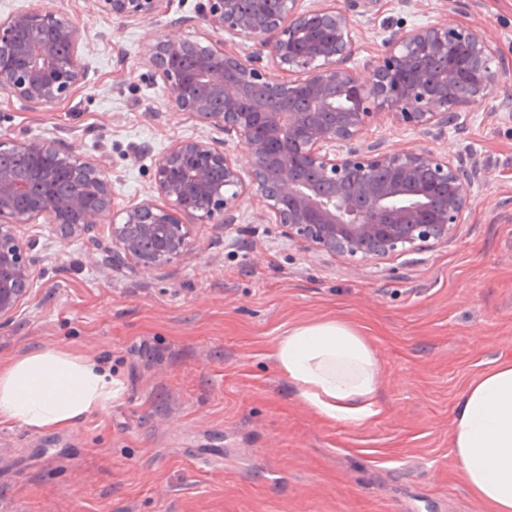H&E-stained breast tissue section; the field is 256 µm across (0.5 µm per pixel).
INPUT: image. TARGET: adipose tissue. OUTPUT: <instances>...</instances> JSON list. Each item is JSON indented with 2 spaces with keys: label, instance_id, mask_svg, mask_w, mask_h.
I'll return each mask as SVG.
<instances>
[{
  "label": "adipose tissue",
  "instance_id": "1",
  "mask_svg": "<svg viewBox=\"0 0 512 512\" xmlns=\"http://www.w3.org/2000/svg\"><path fill=\"white\" fill-rule=\"evenodd\" d=\"M273 356L279 375L318 415L354 427L380 415L377 351L349 322L293 326ZM123 390L102 362L45 347L0 362V423L66 430ZM451 448L470 492L490 512H512V359L496 361L467 383L453 411Z\"/></svg>",
  "mask_w": 512,
  "mask_h": 512
}]
</instances>
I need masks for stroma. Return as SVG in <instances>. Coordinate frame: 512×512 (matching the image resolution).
<instances>
[{
    "instance_id": "obj_1",
    "label": "stroma",
    "mask_w": 512,
    "mask_h": 512,
    "mask_svg": "<svg viewBox=\"0 0 512 512\" xmlns=\"http://www.w3.org/2000/svg\"><path fill=\"white\" fill-rule=\"evenodd\" d=\"M203 0H175L184 35L258 46L211 28ZM428 10L376 0L354 16L356 63L376 59L388 27L476 21L495 33L512 88V0H428ZM48 7L76 23L85 84L40 108L0 95V139L53 137L112 178L119 206L152 194L172 143L222 131L169 110L149 63L165 18L121 21L94 0H0V14ZM493 100L468 129L437 141L381 122L372 139L439 151L484 167L458 236L435 250L359 269L310 260L258 198L238 222L192 221L187 252L151 279L103 262L97 240L64 241L29 224L44 260L27 301L0 326V361L56 347L109 364L121 400L64 431L0 424V512H487L462 482L450 446L454 406L476 375L512 358V122ZM265 259L254 264V252ZM342 318L382 365L377 420L351 428L312 411L278 374L273 352L292 326Z\"/></svg>"
}]
</instances>
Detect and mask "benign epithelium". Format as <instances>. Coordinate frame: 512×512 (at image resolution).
I'll list each match as a JSON object with an SVG mask.
<instances>
[{
    "instance_id": "1",
    "label": "benign epithelium",
    "mask_w": 512,
    "mask_h": 512,
    "mask_svg": "<svg viewBox=\"0 0 512 512\" xmlns=\"http://www.w3.org/2000/svg\"><path fill=\"white\" fill-rule=\"evenodd\" d=\"M172 0H96L116 19L156 17ZM205 0L216 30L257 41L249 59L230 46H203L181 33L182 20L150 49V65L171 90L170 109L224 131L241 155L202 137L168 147L155 165L158 198L117 207L103 169L79 161L52 139L0 140V151L33 157L24 174L0 168V325L25 303L40 256L22 228L39 220L63 240L81 239L107 216L112 263L152 278L187 250V215L236 223L240 198L258 197L255 221L313 260L382 265L453 240L474 204L478 166L448 149L386 147L366 137L378 120L440 139L462 130L505 73L494 34L476 23L405 25L381 56L352 65L351 11L375 0ZM80 31L38 7L0 16V94L45 106L86 82L77 58ZM198 55L194 71L179 60ZM76 183L62 195L59 186ZM163 199L160 204L157 199Z\"/></svg>"
}]
</instances>
